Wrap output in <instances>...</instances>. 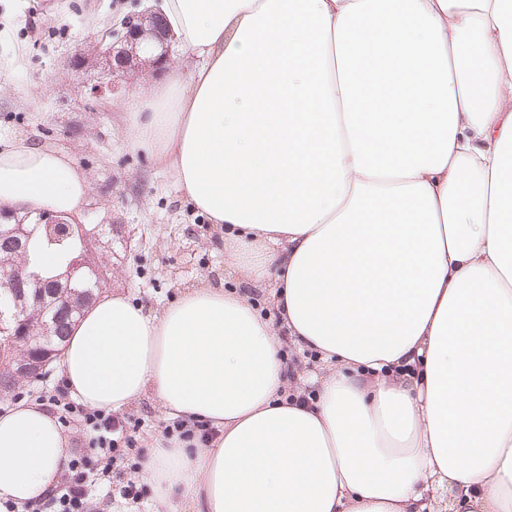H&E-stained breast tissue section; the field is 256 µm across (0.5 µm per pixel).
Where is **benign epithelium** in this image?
<instances>
[{"label":"benign epithelium","mask_w":512,"mask_h":512,"mask_svg":"<svg viewBox=\"0 0 512 512\" xmlns=\"http://www.w3.org/2000/svg\"><path fill=\"white\" fill-rule=\"evenodd\" d=\"M169 60L170 49L160 13L152 10L128 19L123 48L116 51L110 45L99 46L92 57V61L110 75L143 65L155 73ZM26 217L45 225L53 243L67 236L62 231V219L41 210H30ZM17 223V215L0 212V242L6 244L9 251L7 258H0V285L11 295V300L0 307V366L7 369L18 387L45 377L60 351L41 346L39 340L51 335L58 320L72 316L78 311L77 303H83L87 298L79 290L86 263L78 257L55 278L53 287L47 289L46 294L40 295L34 303L29 301L24 292L26 254L20 242L13 238L11 228Z\"/></svg>","instance_id":"1"}]
</instances>
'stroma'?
<instances>
[{
	"instance_id": "1",
	"label": "stroma",
	"mask_w": 512,
	"mask_h": 512,
	"mask_svg": "<svg viewBox=\"0 0 512 512\" xmlns=\"http://www.w3.org/2000/svg\"><path fill=\"white\" fill-rule=\"evenodd\" d=\"M154 0H0V136L21 135L75 154L91 182L83 224L112 227L111 245H100L98 260L111 263L108 290L129 297L146 312L158 313L187 288L208 279L250 295L260 312L275 313L269 293L224 271V235L182 200L172 173L144 149L124 141L118 106L131 91L155 78L139 69L118 75L112 94L92 88L104 82L100 68L74 69V59L97 44L117 40L128 16ZM282 342L287 389L321 361L297 347L285 328ZM130 444L112 465V487L135 484L136 499L113 496L110 512H179L182 497H156L141 476L143 463L165 439L171 421L152 393L118 414Z\"/></svg>"
}]
</instances>
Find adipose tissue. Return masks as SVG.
Instances as JSON below:
<instances>
[{"label": "adipose tissue", "instance_id": "adipose-tissue-1", "mask_svg": "<svg viewBox=\"0 0 512 512\" xmlns=\"http://www.w3.org/2000/svg\"><path fill=\"white\" fill-rule=\"evenodd\" d=\"M193 66L128 99L224 266L161 313L104 292L59 375L92 411L153 393L213 437L145 476L194 512H512V0H163ZM74 155L0 140V208L80 216ZM285 326L323 361L285 391ZM72 455L41 402L0 405V503Z\"/></svg>", "mask_w": 512, "mask_h": 512}]
</instances>
